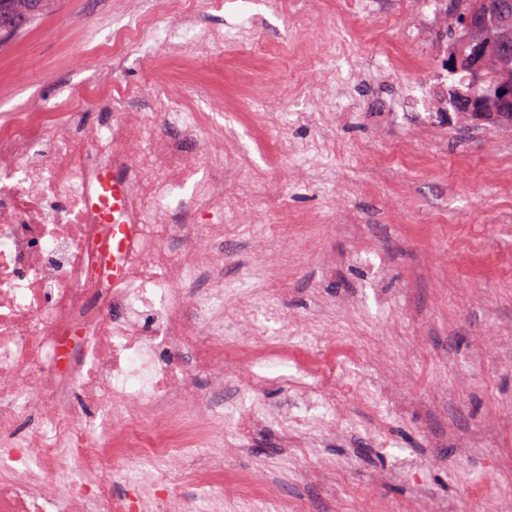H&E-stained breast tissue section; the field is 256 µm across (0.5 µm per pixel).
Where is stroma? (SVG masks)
<instances>
[{
    "label": "stroma",
    "instance_id": "1",
    "mask_svg": "<svg viewBox=\"0 0 512 512\" xmlns=\"http://www.w3.org/2000/svg\"><path fill=\"white\" fill-rule=\"evenodd\" d=\"M205 37L159 59L153 41L118 64L94 45L158 14L157 0H60L0 45L11 85L0 115L55 112L111 72L133 112L163 82L206 115L198 177L224 176V333L347 339L366 362L341 374L346 427L289 458L274 429L224 455V482H175L193 512L260 475L224 512H414L417 499L488 512L512 484V137L455 114L448 0H186ZM223 134V158L206 138ZM291 250L272 261L280 225ZM480 432L477 448L449 429ZM336 469L300 482L294 470Z\"/></svg>",
    "mask_w": 512,
    "mask_h": 512
}]
</instances>
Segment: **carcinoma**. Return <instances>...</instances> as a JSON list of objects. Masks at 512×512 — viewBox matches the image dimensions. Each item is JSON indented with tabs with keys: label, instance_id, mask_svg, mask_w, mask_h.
<instances>
[{
	"label": "carcinoma",
	"instance_id": "1",
	"mask_svg": "<svg viewBox=\"0 0 512 512\" xmlns=\"http://www.w3.org/2000/svg\"><path fill=\"white\" fill-rule=\"evenodd\" d=\"M57 0H0V43L23 31L39 17L54 11ZM512 33V17H499L480 28H462L461 41L456 37H448L452 45L449 58L456 55H467L472 45L480 43L485 49L483 86L475 89V93L485 99L496 95L500 84L508 77L512 78V57L500 54L498 45L504 33Z\"/></svg>",
	"mask_w": 512,
	"mask_h": 512
}]
</instances>
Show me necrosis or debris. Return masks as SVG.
I'll return each mask as SVG.
<instances>
[{
  "label": "necrosis or debris",
  "mask_w": 512,
  "mask_h": 512,
  "mask_svg": "<svg viewBox=\"0 0 512 512\" xmlns=\"http://www.w3.org/2000/svg\"><path fill=\"white\" fill-rule=\"evenodd\" d=\"M155 99L119 111L106 75L60 111L0 119V512H190L166 490L168 460L189 458L181 479L220 482L221 447L270 426L284 448H308L342 414L335 371L361 357L333 336L295 362L293 407L258 402L289 339L225 335L224 226L198 221L223 214L224 185L183 195L205 121ZM172 120L177 137H162ZM116 171L121 255L104 189ZM134 461L155 473L114 494Z\"/></svg>",
  "instance_id": "1"
}]
</instances>
